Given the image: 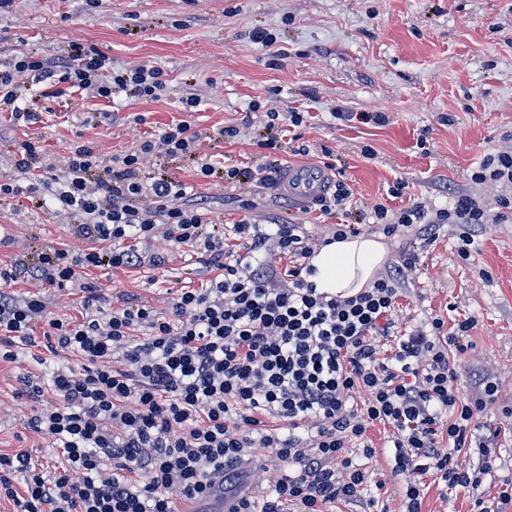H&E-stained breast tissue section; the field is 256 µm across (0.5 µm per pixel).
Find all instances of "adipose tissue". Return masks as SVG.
<instances>
[{
  "instance_id": "1",
  "label": "adipose tissue",
  "mask_w": 512,
  "mask_h": 512,
  "mask_svg": "<svg viewBox=\"0 0 512 512\" xmlns=\"http://www.w3.org/2000/svg\"><path fill=\"white\" fill-rule=\"evenodd\" d=\"M386 257L380 237L359 235L317 249L307 280L322 293L351 296L369 286Z\"/></svg>"
}]
</instances>
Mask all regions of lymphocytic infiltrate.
<instances>
[{
	"instance_id": "obj_1",
	"label": "lymphocytic infiltrate",
	"mask_w": 512,
	"mask_h": 512,
	"mask_svg": "<svg viewBox=\"0 0 512 512\" xmlns=\"http://www.w3.org/2000/svg\"><path fill=\"white\" fill-rule=\"evenodd\" d=\"M23 75L38 83L56 79L103 99L157 100L167 89L159 67L117 68L105 53L74 40L53 65L35 53L0 62V111L27 123L40 116L22 98ZM198 139L182 121L116 166L79 145L61 177L35 142L15 148L16 168L34 176L30 192L52 195L79 234L95 243L89 252L40 251L35 269L42 282L61 288L91 267H141L137 244L161 225L170 240L198 245L215 275L205 286L180 289L170 319L122 294L109 314L93 315L101 294L89 284L83 288L87 314L74 321L48 317L40 295H12L8 287L19 272L0 267V363L15 362L18 348L37 345L82 360L45 382L23 379L29 397L54 393L28 426L60 448L65 463L51 475L27 451L1 453L0 495L12 512H177V500L201 499L258 448L270 449L284 472L264 501L239 494L235 512H325L366 491L365 462L376 453L367 430L377 424L392 430L404 512H422L416 474H436L451 487L479 486L462 451L499 384L488 379L476 395L465 394L448 353L472 322L448 334L443 319L434 317L428 329L396 332L397 284L415 268L414 254L358 294L330 296L303 275L316 245L302 225L247 218L228 228L212 224L192 207L187 183L167 174L140 177L141 154L156 150L176 159ZM197 176L273 189L281 168L275 160L253 168L204 159ZM387 214L374 210L388 235L411 224L429 234L439 224L487 221L483 207L466 195L432 216L421 205L393 223ZM280 254L291 258L288 269L277 265ZM41 320L49 329L39 337ZM380 337L392 342L388 356L380 354ZM360 391L367 398L357 409L349 401ZM442 430L444 448L436 440ZM355 448L360 457L352 456Z\"/></svg>"
}]
</instances>
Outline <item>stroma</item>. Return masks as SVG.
I'll return each instance as SVG.
<instances>
[{
    "label": "stroma",
    "instance_id": "35a3bbf8",
    "mask_svg": "<svg viewBox=\"0 0 512 512\" xmlns=\"http://www.w3.org/2000/svg\"><path fill=\"white\" fill-rule=\"evenodd\" d=\"M263 31L276 35L282 56L263 45ZM77 38L114 65L160 67L167 75L165 96L53 98L50 85L23 87L43 121L24 126L0 115V180L27 185L28 175L13 160L21 140L37 138L58 168L83 142L108 165L184 120L205 135L200 155L216 161L254 166L269 155L287 165L298 161L295 148L302 143L308 161L319 164L323 150H330L336 179L352 191L346 211L323 219L276 189L256 183L224 188L198 179L192 157L144 155L142 177L162 168L194 185L198 210L217 224L246 216L258 224L294 220L323 238L328 224L346 223L351 211L368 214L382 206L393 218L419 203L446 207L459 195L480 203L489 223L440 225L428 245L414 225L385 238V265L399 264L405 253L419 256L399 286V327L411 330L438 316L450 329L474 319L462 338L461 382L470 395L479 379L500 384L497 401L481 415L489 447L469 448L466 455L471 469L489 466L488 475L475 489H448L434 474L417 475L422 512H472L479 497L498 502L512 483V219L499 220L498 200L512 197V185L478 183L471 175L487 157L512 150V0H17L0 10V59L33 51L54 61ZM188 98L196 99V111H183ZM271 110L306 118L268 153L253 134ZM363 112H383L387 120L364 123ZM221 127L236 128L237 137L215 138ZM0 225V265L21 270L12 291L40 294L54 317H80L85 283L108 297L133 295L166 316L177 290L200 287L212 276L193 246L159 235L140 243L143 267L91 268L78 285L59 290L33 278L34 255L48 247L86 250L90 240L67 215L23 194L0 200ZM465 232L474 240L466 261L457 255ZM78 364L64 351L47 358L25 347L16 362L0 365V451L23 449L47 470L58 466L59 448L28 427L35 401L22 395V379L47 378ZM367 435L377 449L368 482L376 487L379 512H401L402 483L391 474L385 447L389 430L376 425Z\"/></svg>",
    "mask_w": 512,
    "mask_h": 512
}]
</instances>
